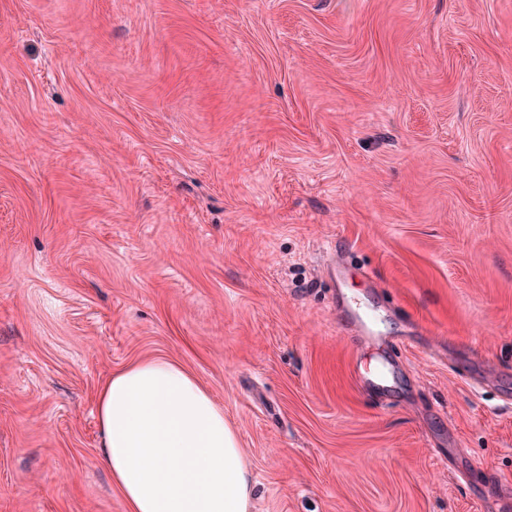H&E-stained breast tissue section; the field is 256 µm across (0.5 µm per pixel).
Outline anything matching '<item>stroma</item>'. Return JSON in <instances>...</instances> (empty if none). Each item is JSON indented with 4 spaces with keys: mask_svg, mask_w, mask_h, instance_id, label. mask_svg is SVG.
Segmentation results:
<instances>
[{
    "mask_svg": "<svg viewBox=\"0 0 512 512\" xmlns=\"http://www.w3.org/2000/svg\"><path fill=\"white\" fill-rule=\"evenodd\" d=\"M153 356L250 512H492L512 0H0V512H127L95 400Z\"/></svg>",
    "mask_w": 512,
    "mask_h": 512,
    "instance_id": "1",
    "label": "stroma"
}]
</instances>
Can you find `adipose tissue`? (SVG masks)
<instances>
[{
	"mask_svg": "<svg viewBox=\"0 0 512 512\" xmlns=\"http://www.w3.org/2000/svg\"><path fill=\"white\" fill-rule=\"evenodd\" d=\"M96 410L101 458L128 512H249L238 436L180 365L155 357L113 373Z\"/></svg>",
	"mask_w": 512,
	"mask_h": 512,
	"instance_id": "adipose-tissue-1",
	"label": "adipose tissue"
}]
</instances>
